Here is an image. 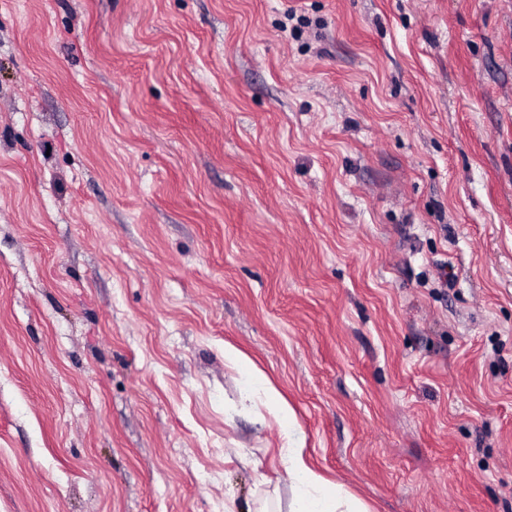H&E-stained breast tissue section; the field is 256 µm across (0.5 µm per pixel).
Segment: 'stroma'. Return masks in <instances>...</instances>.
<instances>
[{"mask_svg": "<svg viewBox=\"0 0 512 512\" xmlns=\"http://www.w3.org/2000/svg\"><path fill=\"white\" fill-rule=\"evenodd\" d=\"M289 434L512 512V0H0V512H291Z\"/></svg>", "mask_w": 512, "mask_h": 512, "instance_id": "obj_1", "label": "stroma"}]
</instances>
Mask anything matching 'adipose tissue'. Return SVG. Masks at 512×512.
Here are the masks:
<instances>
[{
  "label": "adipose tissue",
  "instance_id": "1",
  "mask_svg": "<svg viewBox=\"0 0 512 512\" xmlns=\"http://www.w3.org/2000/svg\"><path fill=\"white\" fill-rule=\"evenodd\" d=\"M284 456L288 476L300 488L293 512H353V504L342 486L328 485L308 466L300 440L287 436Z\"/></svg>",
  "mask_w": 512,
  "mask_h": 512
}]
</instances>
